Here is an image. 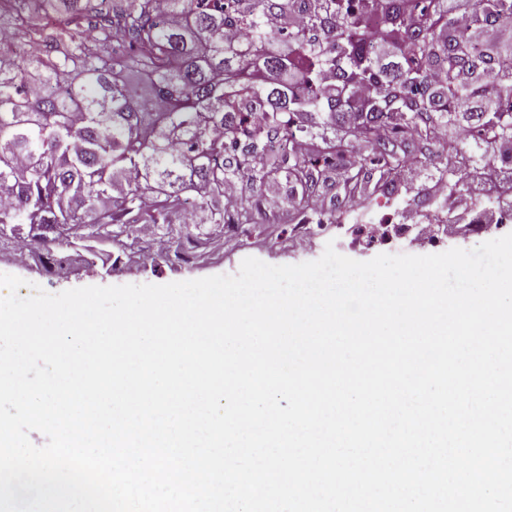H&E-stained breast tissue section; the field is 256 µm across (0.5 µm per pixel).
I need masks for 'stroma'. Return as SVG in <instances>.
Segmentation results:
<instances>
[{
	"label": "stroma",
	"instance_id": "35a3bbf8",
	"mask_svg": "<svg viewBox=\"0 0 512 512\" xmlns=\"http://www.w3.org/2000/svg\"><path fill=\"white\" fill-rule=\"evenodd\" d=\"M434 166L418 171L414 178H399L393 197L402 211L431 217L447 215L451 211L448 197L435 196L431 183L436 180ZM277 192L282 200L279 212H269L265 205L268 192ZM243 197L251 202L250 219L240 226L236 235L225 236L221 246L208 247L207 241L213 230L209 224L181 226L173 224V231L185 230L197 241L199 249L193 263L179 264L165 259L164 246L158 237H145L142 227H135L122 235L118 245L125 254V261L132 264V271L113 269L111 273H90L80 269L68 278L45 277L40 265H20L10 257V241H0V273L20 277L28 284L34 283L48 292L58 293L67 289L84 286H109L123 284H167L176 281L198 279L213 275H233L240 268L244 258L255 257L271 265H292L313 261L321 257L326 245L348 258L367 261L382 253L416 254L412 238H404L390 246L357 244L355 234L363 226L372 224L384 210V199L365 201L361 207H354L341 198L324 197L321 220L310 223L311 241L307 248L296 247L294 226L299 220L295 204L302 196L298 184L281 173L265 182L256 190H243ZM26 288L20 289V296H28Z\"/></svg>",
	"mask_w": 512,
	"mask_h": 512
}]
</instances>
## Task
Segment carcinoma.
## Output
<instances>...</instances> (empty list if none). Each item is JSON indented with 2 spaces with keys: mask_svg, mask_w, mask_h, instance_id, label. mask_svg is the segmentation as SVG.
<instances>
[{
  "mask_svg": "<svg viewBox=\"0 0 512 512\" xmlns=\"http://www.w3.org/2000/svg\"><path fill=\"white\" fill-rule=\"evenodd\" d=\"M2 2L13 44L37 52L20 67L0 44V240L63 242L59 278L95 266L79 254L85 243L170 224L186 199L210 202L204 223L224 229V184L242 166L257 187L288 164L306 201L332 173L356 202L467 144L512 187V43L460 40L450 0H315L311 11L307 0ZM302 8L301 30L268 29ZM501 20L512 22V0H475L473 32ZM378 37L400 47L397 61L377 66ZM357 84L370 89L361 101ZM461 99L483 110L463 112ZM447 125L462 137L435 146L432 130ZM355 147L365 153L347 168ZM448 169L437 167L448 193H466Z\"/></svg>",
  "mask_w": 512,
  "mask_h": 512,
  "instance_id": "cac0c4a2",
  "label": "carcinoma"
}]
</instances>
